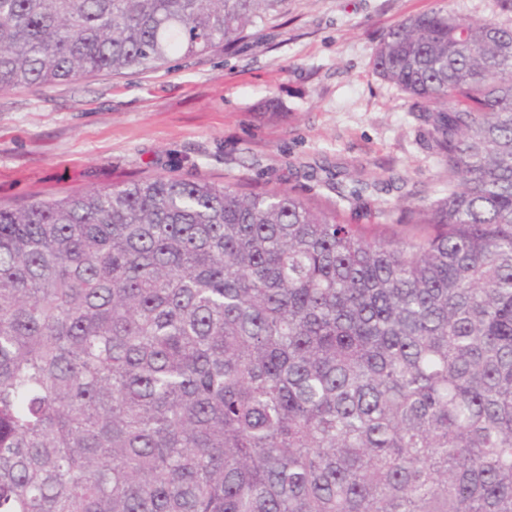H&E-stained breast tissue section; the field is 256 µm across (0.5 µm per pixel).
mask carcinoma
Returning a JSON list of instances; mask_svg holds the SVG:
<instances>
[{
    "label": "carcinoma",
    "mask_w": 512,
    "mask_h": 512,
    "mask_svg": "<svg viewBox=\"0 0 512 512\" xmlns=\"http://www.w3.org/2000/svg\"><path fill=\"white\" fill-rule=\"evenodd\" d=\"M288 0H0V90L226 47ZM511 16L374 70L448 173L389 233L154 175L0 204V512H512Z\"/></svg>",
    "instance_id": "1"
}]
</instances>
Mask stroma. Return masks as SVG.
I'll return each instance as SVG.
<instances>
[{"label": "stroma", "instance_id": "1", "mask_svg": "<svg viewBox=\"0 0 512 512\" xmlns=\"http://www.w3.org/2000/svg\"><path fill=\"white\" fill-rule=\"evenodd\" d=\"M451 6L476 19L495 0H288L231 48L165 67L0 91V203L103 188L147 175L288 189L350 224H379L405 192L436 196L446 172L430 126L376 75L382 35ZM320 165L316 177L309 166ZM390 191L338 201L327 170Z\"/></svg>", "mask_w": 512, "mask_h": 512}]
</instances>
